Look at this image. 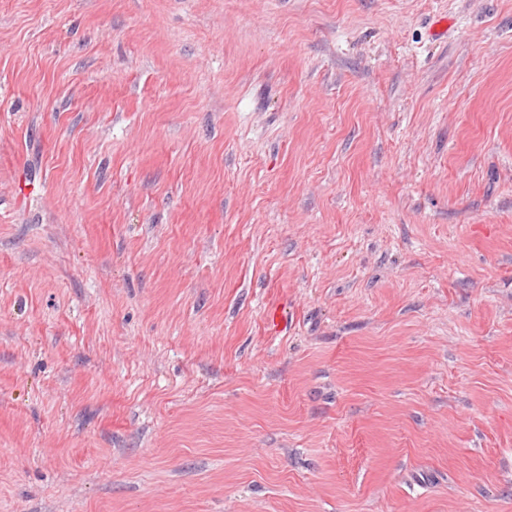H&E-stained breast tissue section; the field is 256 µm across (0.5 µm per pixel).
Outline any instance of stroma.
Masks as SVG:
<instances>
[{
    "label": "stroma",
    "instance_id": "1",
    "mask_svg": "<svg viewBox=\"0 0 512 512\" xmlns=\"http://www.w3.org/2000/svg\"><path fill=\"white\" fill-rule=\"evenodd\" d=\"M0 512H512V0H0Z\"/></svg>",
    "mask_w": 512,
    "mask_h": 512
}]
</instances>
